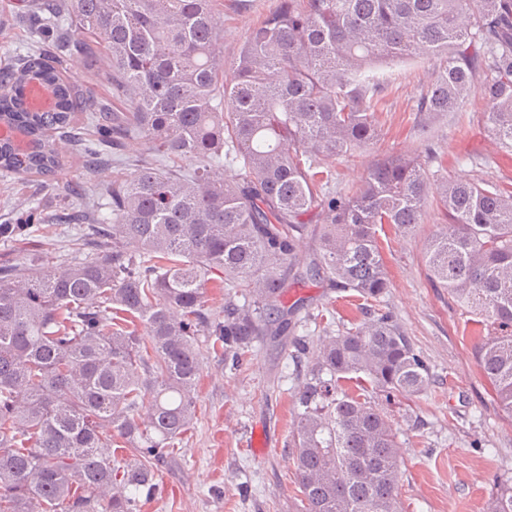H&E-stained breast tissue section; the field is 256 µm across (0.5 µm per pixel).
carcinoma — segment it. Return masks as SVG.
<instances>
[{
  "mask_svg": "<svg viewBox=\"0 0 512 512\" xmlns=\"http://www.w3.org/2000/svg\"><path fill=\"white\" fill-rule=\"evenodd\" d=\"M219 11V0L13 7L37 39L0 66V124L28 138L25 149L0 138V176L39 177L63 205L31 200L0 239L39 224H68L73 238L57 265L37 254L0 265V512H140L197 419L199 336L231 372L263 338L295 347L301 512H400L397 428L379 399L422 395L433 374L384 304L379 237L387 225L413 234L432 195L448 223L424 244L429 280L495 331L475 356L512 416V186L436 182L432 152L386 153L343 191L326 167L379 140L392 84L380 66L415 58L438 61L417 126L479 94L511 156L512 0H282L228 78ZM77 68L95 69L109 97L74 83ZM34 79L52 93L48 111L29 104ZM131 139L144 155L112 182L62 177L66 153L94 170ZM291 281L357 292L363 319L295 335ZM486 512H512L511 484Z\"/></svg>",
  "mask_w": 512,
  "mask_h": 512,
  "instance_id": "obj_1",
  "label": "carcinoma"
}]
</instances>
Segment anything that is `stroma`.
I'll list each match as a JSON object with an SVG mask.
<instances>
[{"label":"stroma","instance_id":"35a3bbf8","mask_svg":"<svg viewBox=\"0 0 512 512\" xmlns=\"http://www.w3.org/2000/svg\"><path fill=\"white\" fill-rule=\"evenodd\" d=\"M279 0H250L239 10L224 0V58L232 60L251 25ZM397 80L384 97L385 127L372 148L334 161L337 188L360 184L377 156L390 151H433L438 177L512 184V161L501 160L485 126L487 104L476 96L461 112L437 117L428 134L414 131L415 100L434 70L431 60L391 64ZM41 199L56 209L55 194L34 178L0 179V204ZM428 205L416 235L387 229L381 238L390 288L388 308L426 358L435 376L427 394L392 399L383 409L397 422L401 512H484L497 481L512 476V416L490 397L474 355L478 325L444 289L429 281L423 261L426 238L443 224ZM309 300L317 335L351 327L359 317L354 291L309 282L289 289V299ZM204 358L197 385V421L180 448L158 468L160 496L141 512H300L290 431L295 407L280 349L258 344L236 373L225 372L208 337L198 339Z\"/></svg>","mask_w":512,"mask_h":512}]
</instances>
